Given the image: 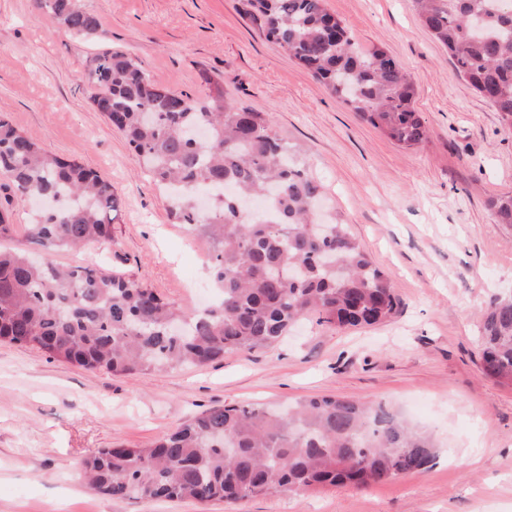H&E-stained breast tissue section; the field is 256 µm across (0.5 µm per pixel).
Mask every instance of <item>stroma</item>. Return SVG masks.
Listing matches in <instances>:
<instances>
[{
	"label": "stroma",
	"instance_id": "stroma-1",
	"mask_svg": "<svg viewBox=\"0 0 512 512\" xmlns=\"http://www.w3.org/2000/svg\"><path fill=\"white\" fill-rule=\"evenodd\" d=\"M91 40L53 23L38 0H0V114L47 151L112 184V243L57 251L59 266L100 264L176 307L209 293L208 247L92 103L88 58L118 49L175 93L221 89L264 113L299 150L331 212L351 227L399 298L388 322H307L275 346L203 367L89 372L0 342V512H512V388L480 368L492 297L512 291V228L490 198L512 195V127L456 73L413 0H325L360 50L385 51L416 88L429 131L407 147L341 103L238 11V0H80ZM385 401L433 432L432 466L368 488H320L233 505L115 500L82 480L84 459L146 448L221 405L285 406L321 396Z\"/></svg>",
	"mask_w": 512,
	"mask_h": 512
}]
</instances>
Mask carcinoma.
<instances>
[{
    "label": "carcinoma",
    "mask_w": 512,
    "mask_h": 512,
    "mask_svg": "<svg viewBox=\"0 0 512 512\" xmlns=\"http://www.w3.org/2000/svg\"><path fill=\"white\" fill-rule=\"evenodd\" d=\"M80 38L101 27L79 0H39ZM241 13L344 103L390 139L425 138L414 85L382 50L363 52L332 24L324 0H240ZM424 26L458 75L512 127V0H415ZM478 18L476 34L470 22ZM93 102L164 188L170 214L209 245L215 302L182 310L144 283L98 265L58 267L26 248L0 246V340L87 371L151 373L269 348L313 319L336 329L392 318L398 297L347 225L318 210L320 185L291 157L261 112L207 103L151 80L126 53L89 60ZM0 176L19 198L54 202L26 241L46 251L112 241V183L61 159L0 116ZM240 198L265 210L239 211ZM512 227V195L489 200ZM483 371L512 387V294L486 308ZM433 437L385 402L321 396L278 410L214 407L149 448H99L84 461L90 487L114 499L235 503L274 493L367 487L427 470Z\"/></svg>",
    "instance_id": "cac0c4a2"
}]
</instances>
